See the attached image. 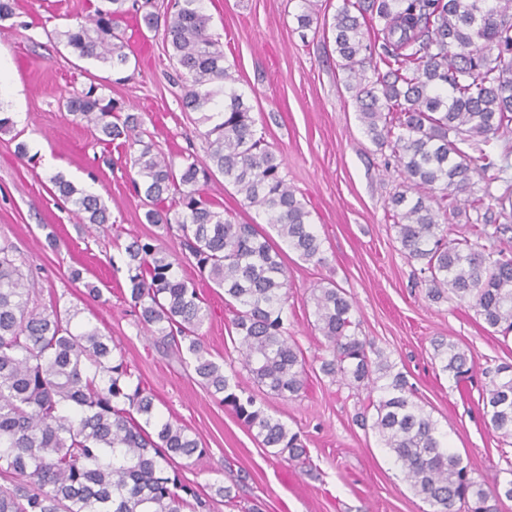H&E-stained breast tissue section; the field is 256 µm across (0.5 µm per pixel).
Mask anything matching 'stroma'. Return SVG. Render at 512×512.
Here are the masks:
<instances>
[{
	"instance_id": "1",
	"label": "stroma",
	"mask_w": 512,
	"mask_h": 512,
	"mask_svg": "<svg viewBox=\"0 0 512 512\" xmlns=\"http://www.w3.org/2000/svg\"><path fill=\"white\" fill-rule=\"evenodd\" d=\"M173 2L137 0L139 15L123 24L130 63L119 74L49 37L74 15H88L96 0H18L16 19L0 21L6 63L0 108L14 121L10 132L0 133V240L11 242L32 269L37 299L77 307L81 319L111 336L134 377L154 395L158 419L187 426L201 439L205 455L183 471L189 483L205 493L215 479L236 481V505L219 499L212 512H432L362 426L366 390L332 381L319 369L325 340L314 326L311 290L328 283L352 298L360 335L390 354L447 433L449 446L468 457L477 481L493 488L498 471L512 467V443L485 425L480 393L488 370L512 364V337L486 330L473 310L428 299L420 263L405 257L392 230L390 198L407 184L390 149L376 148L367 137L332 42L298 27L299 0H202V6L210 34L221 42L253 107L258 134L282 157L287 181L306 202L323 243L322 262L285 257V325L307 361L306 388L296 397L253 390L258 405L299 433L306 460L289 463L262 447L198 383L192 368L144 335L127 294L121 249L110 235L84 227L76 213L56 206L49 178L60 173L104 199L123 240L152 237L178 250L177 237L146 223L122 149L98 141L60 107L73 88L102 83L110 97L142 114L157 152L205 160L162 35L140 19L170 11ZM73 268L82 269L83 283L70 282ZM179 273L195 281L209 307L200 334L213 360L239 368L223 290L200 280L191 265ZM88 282L101 289V299L87 296ZM441 338L469 347L476 365L469 378L454 381L435 365L433 342Z\"/></svg>"
}]
</instances>
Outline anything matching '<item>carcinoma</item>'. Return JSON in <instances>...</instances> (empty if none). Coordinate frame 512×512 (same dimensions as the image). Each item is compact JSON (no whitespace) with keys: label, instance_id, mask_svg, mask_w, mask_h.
<instances>
[{"label":"carcinoma","instance_id":"carcinoma-1","mask_svg":"<svg viewBox=\"0 0 512 512\" xmlns=\"http://www.w3.org/2000/svg\"><path fill=\"white\" fill-rule=\"evenodd\" d=\"M129 0H97L93 12L55 38L83 59L119 71L130 61L121 23ZM298 26L322 22L333 35L345 88L372 143L387 147L418 197H391L393 228L408 260L423 263L427 297L474 310L488 328L512 333V225L471 224L470 236L448 239L444 221L464 209L487 218L512 198L473 175L506 167L485 149L512 124V0H342L332 20H319L300 0ZM201 0H175L174 12L144 16L163 30L183 81L181 105L199 112L208 162L187 155L177 164L142 140L141 114L104 94V85L68 92L66 116L120 141L144 191L145 220L177 228L181 254L153 238L125 246L128 292L139 323L156 344L193 367L201 385L221 396L265 448L288 462L305 453L298 433L257 405L237 374L209 358L199 330L209 317L194 285L179 275L181 259L224 290L243 368L256 385L297 396L306 360L284 327L288 270L283 248L255 224H239L200 192L215 174L255 208L303 262L322 260V241L305 203L288 186L283 159L257 135L252 107L236 87L223 46L208 32ZM53 195L99 232L113 228L102 199L56 174ZM495 237L507 247L489 251ZM315 327L327 355L320 370L368 392L362 421L388 448L411 491L434 512H496L470 463L445 445L437 423L397 364L358 334L353 302L335 285L312 289ZM79 310L40 305L34 282L0 242V512H208L233 487L217 479L203 496L183 479L179 460L205 452L187 427L158 423L153 395L133 380L112 337L90 322L72 327ZM441 371L460 380L474 362L453 341H434ZM484 421L512 437V365L494 370L482 393ZM154 427V433L147 431Z\"/></svg>","mask_w":512,"mask_h":512}]
</instances>
